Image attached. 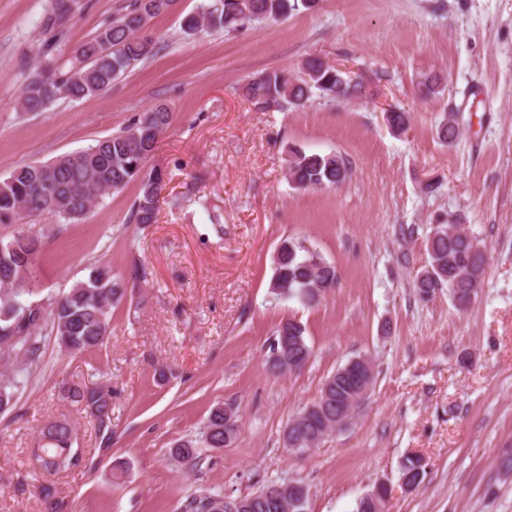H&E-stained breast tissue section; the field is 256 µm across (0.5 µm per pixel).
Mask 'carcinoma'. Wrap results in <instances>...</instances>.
Instances as JSON below:
<instances>
[{
    "label": "carcinoma",
    "mask_w": 512,
    "mask_h": 512,
    "mask_svg": "<svg viewBox=\"0 0 512 512\" xmlns=\"http://www.w3.org/2000/svg\"><path fill=\"white\" fill-rule=\"evenodd\" d=\"M320 0H208L182 20L187 36L209 31L240 32L262 20H280L298 10L317 8ZM166 12L164 0H128L113 20L100 27L81 43L63 63H46L34 70L24 84L20 104L26 112H43L59 100L77 101L106 91L114 81L137 64L153 56L156 42L144 30L146 22ZM70 0H53V9L44 27L62 36L71 20ZM360 92L358 84L346 72L310 58L303 65V76L293 80L283 73L259 74L243 86L246 100L256 112L283 111L301 107L316 96L333 100L348 99ZM173 113L159 104L135 118L129 125L95 145L65 154L50 163L29 162L14 168L0 180V223L53 213L70 223L85 218L91 208L112 191L131 182L138 194L128 221L147 225L157 221L164 174L144 171L156 150L160 136L172 124ZM454 114H448L437 129L441 142L448 143L458 134ZM350 167L339 153L289 150L285 175L297 191L331 187L346 180ZM475 238L461 224H435L426 239L428 262L416 277L414 289L426 299L446 288L450 297H478L485 277L487 260L472 251ZM42 239L31 231H18L0 241V360L15 365L11 376L0 382V413L8 410L14 394L26 385V365L39 359L41 343L53 339L63 351L78 355L105 345L111 333L112 307L127 296L125 278L112 273L105 264L93 267L84 281L68 291L40 303H25L37 278ZM270 289L278 300H296L314 306L338 284L336 265L325 259L304 237L283 238L272 258ZM312 356L305 328L288 319L282 322L269 344L267 365L274 372L284 366L303 368ZM344 367L329 376L314 405L320 410L300 417L296 431L298 450L314 448L336 430L337 412L353 407L361 393L372 388L376 374L367 375L362 387L354 386L342 374ZM63 397L80 407L95 422L100 447L112 446V388L74 384L63 388ZM239 427L225 415V406L211 409L200 435L178 441L171 456L187 466L204 460L202 449L224 448L234 440ZM39 447L34 449L39 473L55 474L75 468L83 461L75 447L77 436L65 419L52 420L38 432ZM402 474H411L420 483L425 462L420 456H407ZM288 482L273 481L242 497L244 512H307V504L298 503L292 493H281L288 509L273 506L275 487ZM42 512H65V502L56 491L41 486ZM224 495L201 488L185 505V512H216Z\"/></svg>",
    "instance_id": "obj_1"
}]
</instances>
